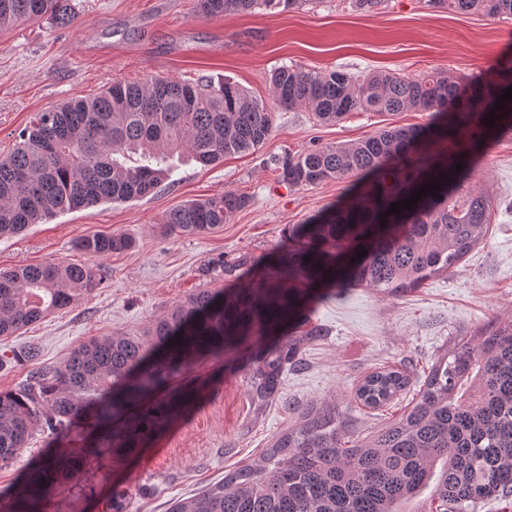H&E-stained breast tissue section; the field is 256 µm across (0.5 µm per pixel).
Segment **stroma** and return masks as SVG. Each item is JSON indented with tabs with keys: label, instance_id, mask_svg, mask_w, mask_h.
Instances as JSON below:
<instances>
[{
	"label": "stroma",
	"instance_id": "stroma-1",
	"mask_svg": "<svg viewBox=\"0 0 512 512\" xmlns=\"http://www.w3.org/2000/svg\"><path fill=\"white\" fill-rule=\"evenodd\" d=\"M77 18L60 27L21 23L0 31V156L8 153L31 117L52 104L89 98L112 82L153 77L177 81L231 79L271 102L270 77L282 65L359 75L386 70L415 76L452 70L469 90L494 78L512 60V19L432 9L426 0H383L370 13L351 0H307L296 9L256 10L204 19L197 0H74ZM428 112L394 116L354 112L324 123L303 108L280 110L269 139L257 150L201 166L176 164L150 195L101 203L32 224L0 237V269L47 261L99 268L100 288L16 335L0 337V392L22 383L31 365L16 353L34 347L39 364L57 367L83 342L136 335L201 288L237 290L211 268L213 260L243 254L275 259L288 246V227L305 224L347 200L352 180L291 187L271 157L354 142L390 126L424 125ZM470 183L485 188L496 206L488 236L453 276H435L420 288L387 297L370 288L336 290L311 302L302 321L278 337H253L222 357L197 360L174 379L177 387L205 380L195 404L178 411L151 435L131 413L97 433L73 427L65 437L36 434L29 448L0 469V512H12L11 488L25 470L65 448H93L86 469L49 489L40 512H169L174 501L221 481L257 461L270 442L295 425L309 404L336 402L354 429L368 434L401 414L411 394L373 410L352 400L355 387L383 366L405 370L414 383L438 356L491 319L512 321V134L480 158ZM235 191L249 207L219 230L201 236L166 234L169 209L192 199ZM129 236L128 251L93 256L77 242L93 234ZM295 346L297 364L285 371L278 395L253 396L256 360L275 346ZM132 435L122 457L108 455L113 434ZM124 495L113 502L112 487Z\"/></svg>",
	"mask_w": 512,
	"mask_h": 512
}]
</instances>
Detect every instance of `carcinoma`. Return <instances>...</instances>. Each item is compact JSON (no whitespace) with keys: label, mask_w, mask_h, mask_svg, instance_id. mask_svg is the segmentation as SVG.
<instances>
[{"label":"carcinoma","mask_w":512,"mask_h":512,"mask_svg":"<svg viewBox=\"0 0 512 512\" xmlns=\"http://www.w3.org/2000/svg\"><path fill=\"white\" fill-rule=\"evenodd\" d=\"M305 0H199L207 18L257 8L299 7ZM435 8L512 18V0H429ZM49 19L70 25L73 0H0V30ZM460 77L435 71L414 77L387 71L352 75L298 66L273 71L275 106L235 82L188 83L166 78L114 82L89 100L38 112L0 157V236L61 213L144 197L170 176L175 156L203 166L252 151L271 135L275 109L305 108L324 123L352 112H430L443 121L395 126L349 144L288 153L274 160L283 182L315 186L361 179L341 206L288 227V252L268 267L243 255L223 265L257 287L223 296L202 289L155 319L140 335L103 336L74 348L59 367L31 369L17 388L0 393V468L27 450L39 431L61 433L77 420L96 427L143 405L185 365L249 341L255 329L277 336L320 290L371 288L406 293L436 275L454 274L491 223L493 203L468 187L475 158L512 133V101L489 111L512 86V65L459 95ZM484 111L471 112L474 101ZM444 140L448 154L425 155ZM462 163L456 171L454 164ZM451 181H446V178ZM440 182L411 210L387 214L413 191ZM250 198L234 191L188 201L164 215L171 234L196 236L221 228ZM123 234L78 241L86 253L129 250ZM366 250L363 257L357 252ZM102 283L92 266L65 262L0 270V337L78 302ZM292 359L282 347L264 352L254 370L257 394H277ZM411 389L395 368L367 375L354 392L377 408ZM195 392L148 410L153 432ZM82 448H69L31 467L16 492L15 512H37L48 488L81 467ZM429 492L422 512H475L487 499L512 502V321L491 320L461 339L429 369L403 414L369 436L354 431L332 404H313L275 437L256 465L243 466L171 512H406Z\"/></svg>","instance_id":"obj_1"}]
</instances>
